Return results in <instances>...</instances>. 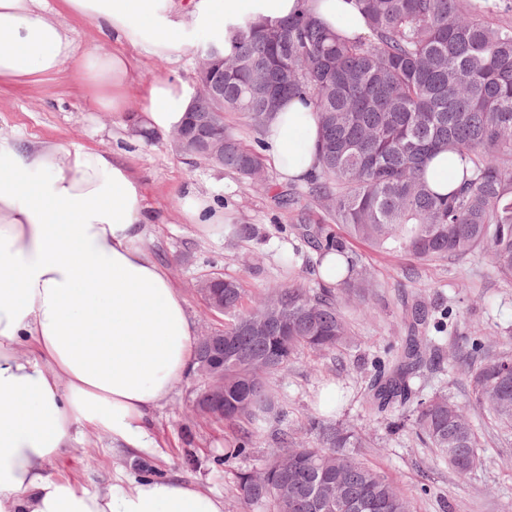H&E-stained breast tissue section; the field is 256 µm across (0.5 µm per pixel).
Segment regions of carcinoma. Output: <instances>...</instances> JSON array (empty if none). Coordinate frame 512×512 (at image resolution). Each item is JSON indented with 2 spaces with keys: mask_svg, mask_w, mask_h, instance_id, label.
<instances>
[{
  "mask_svg": "<svg viewBox=\"0 0 512 512\" xmlns=\"http://www.w3.org/2000/svg\"><path fill=\"white\" fill-rule=\"evenodd\" d=\"M368 36L349 40L321 25L303 6L274 28L240 27L228 41L224 111L201 97L207 135L224 140L219 167L246 182L262 174L258 150L273 103L300 98L313 108L321 128L308 191L293 192L324 213L301 224L319 257L334 253L336 284L302 283L268 290L243 309L236 279L213 282L224 310L236 320L216 335L224 348L196 347V357L224 366V395L200 393L194 408L236 426L224 461L250 454L257 425L273 400L266 373L288 367L307 348L330 352L351 336L341 300L367 305L372 277L350 248L360 243L378 252H400L418 261L463 260L487 255L512 281V0H355ZM249 120L254 145L226 123L224 113ZM455 151L459 185L435 191L427 167L438 154ZM267 312L273 324L262 337L245 327ZM408 335L369 382V413L398 412L420 442L448 461L465 479L482 460L471 421L442 392L424 395L414 379L439 350L438 339L420 332H448L452 312L429 321L425 307L406 305ZM465 352L470 398L497 423L512 429V350L493 352L480 336H457ZM316 445L305 446L287 431L272 434L274 447L258 470L236 474L237 497L267 512H411L409 499L385 472L354 453L366 447L353 426L325 416L308 422Z\"/></svg>",
  "mask_w": 512,
  "mask_h": 512,
  "instance_id": "1",
  "label": "carcinoma"
}]
</instances>
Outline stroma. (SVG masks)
Returning a JSON list of instances; mask_svg holds the SVG:
<instances>
[{
	"mask_svg": "<svg viewBox=\"0 0 512 512\" xmlns=\"http://www.w3.org/2000/svg\"><path fill=\"white\" fill-rule=\"evenodd\" d=\"M209 31L189 37L186 51L163 60L132 50L143 79L172 76L193 82L198 58L214 42ZM141 97H132L127 112H101L91 102L74 64L38 83L0 85V137L19 143L49 142L83 145L121 153L146 189L151 214L148 231L156 258L164 263L180 286L198 334L223 328L233 314L210 311L196 293L197 282L222 275L239 279L246 305H253L267 288L293 281L313 288L309 270L318 259L313 243L296 231L301 213L287 195L295 185L281 181L273 167L247 185L224 169L193 161L177 153L167 132L155 141L136 136L128 113L142 111ZM211 197L233 224L253 226L250 238H228L222 226L203 229L188 222L179 204L187 193ZM310 222L321 213L311 209ZM376 288L368 310L343 308L350 324V340L329 353L299 350L287 369L266 378L276 403L272 424L306 443L310 417L323 414L326 391L339 393V419L353 424L368 438L361 457L386 472L410 499L414 512H512V431L498 425L486 413L474 410L470 417L481 445L484 463L466 479H458L438 453L417 438L414 429L390 431L389 416L364 411L365 388L372 373L371 361L397 345L405 333L400 295L418 300L436 313L452 308L462 333L483 336L494 350L512 349V282L503 279L481 255L464 262H419L400 253H375L359 247ZM413 279H404L407 269ZM455 341L440 352V363L421 370L423 393L447 391L459 405H468L470 391L462 367H451L458 353ZM200 391L194 377L177 382L154 410L153 435L159 445L149 458L164 476H177L203 491L224 498V512H252L237 498L235 475L256 469L269 450L265 432H258L253 452L231 464H222L224 447L232 436L229 425L195 414L193 402ZM50 473L81 488L105 493L113 483H130L137 469L124 449L110 435L84 429L65 456L52 463Z\"/></svg>",
	"mask_w": 512,
	"mask_h": 512,
	"instance_id": "1",
	"label": "stroma"
}]
</instances>
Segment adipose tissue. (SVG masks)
<instances>
[{
	"label": "adipose tissue",
	"instance_id": "ef3b65f1",
	"mask_svg": "<svg viewBox=\"0 0 512 512\" xmlns=\"http://www.w3.org/2000/svg\"><path fill=\"white\" fill-rule=\"evenodd\" d=\"M91 20L112 52L78 51L49 19L48 0H0V83L36 81L70 61L103 112L145 109L139 126L171 131L194 98L178 78L145 81L126 46L155 57L183 53L193 30L225 33L276 24L299 0H59ZM338 35L367 32L351 0H309ZM320 129L293 99L274 112L264 154L280 179L312 170ZM150 216L140 179L118 155L85 146L0 139V512H224L221 496L180 478L77 488L48 470L84 428L132 455L157 446L152 413L193 367L196 332L179 287L147 246Z\"/></svg>",
	"mask_w": 512,
	"mask_h": 512
}]
</instances>
